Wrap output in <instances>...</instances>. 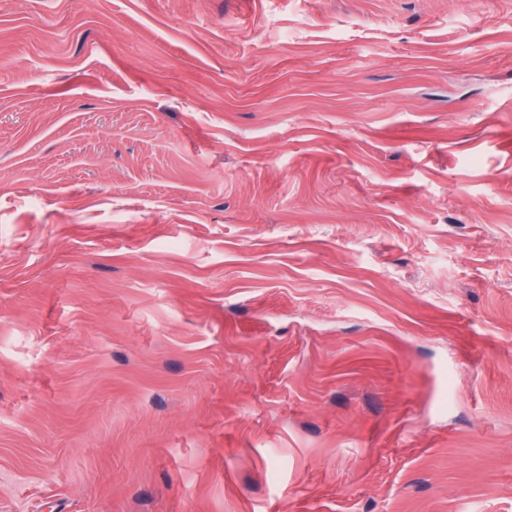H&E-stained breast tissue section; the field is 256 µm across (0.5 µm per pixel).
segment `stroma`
I'll list each match as a JSON object with an SVG mask.
<instances>
[{"label": "stroma", "mask_w": 512, "mask_h": 512, "mask_svg": "<svg viewBox=\"0 0 512 512\" xmlns=\"http://www.w3.org/2000/svg\"><path fill=\"white\" fill-rule=\"evenodd\" d=\"M0 512H512V0H0Z\"/></svg>", "instance_id": "35a3bbf8"}]
</instances>
